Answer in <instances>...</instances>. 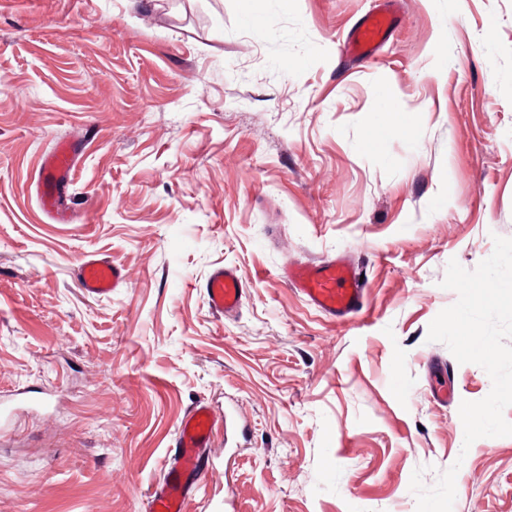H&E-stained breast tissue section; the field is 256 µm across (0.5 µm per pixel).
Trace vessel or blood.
I'll list each match as a JSON object with an SVG mask.
<instances>
[{
    "label": "vessel or blood",
    "mask_w": 512,
    "mask_h": 512,
    "mask_svg": "<svg viewBox=\"0 0 512 512\" xmlns=\"http://www.w3.org/2000/svg\"><path fill=\"white\" fill-rule=\"evenodd\" d=\"M397 0H385L382 8L364 15L352 28L344 54L352 59L375 57L389 39L396 18ZM75 172V148L60 145L44 157L40 173L43 207L62 224L70 223L68 212L61 208L63 190ZM284 280L322 314L333 319H350L360 315L366 295L360 273L340 258L295 267H284ZM82 292L90 297L114 293L124 281L122 268L111 259L92 254L85 256L76 271ZM204 290L210 309L224 314L236 310L244 295L242 280L236 269L220 267L207 279ZM218 421L206 402H198L182 417L176 434L178 462L169 467L162 484L148 497L149 512H190L192 495L207 461L204 453L212 444Z\"/></svg>",
    "instance_id": "b4317fda"
}]
</instances>
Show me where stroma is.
Here are the masks:
<instances>
[{"mask_svg": "<svg viewBox=\"0 0 512 512\" xmlns=\"http://www.w3.org/2000/svg\"><path fill=\"white\" fill-rule=\"evenodd\" d=\"M378 3L0 0V512H146L200 400L240 431L192 512H416L413 471L455 463L453 512H512V436L463 445L491 379L427 339L449 261L512 238V0H403L343 60ZM62 141L69 224L36 195ZM89 253L125 269L110 297L79 288ZM336 255L350 321L280 276ZM397 0H385L383 7L364 15L351 29L345 42L347 58H373L389 39L396 18ZM204 290L210 309L219 314L236 310L244 295L242 280L232 267L215 269L207 279Z\"/></svg>", "mask_w": 512, "mask_h": 512, "instance_id": "35a3bbf8", "label": "stroma"}]
</instances>
